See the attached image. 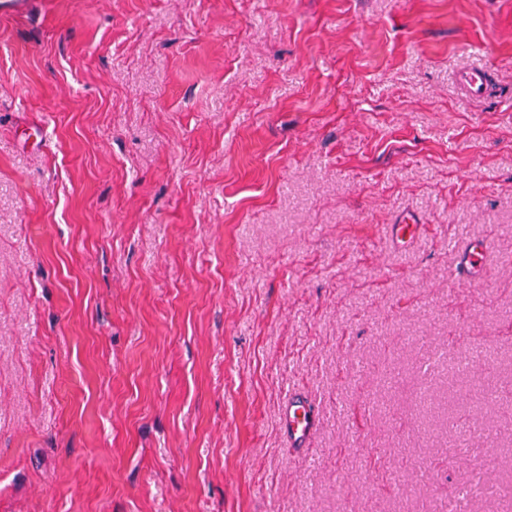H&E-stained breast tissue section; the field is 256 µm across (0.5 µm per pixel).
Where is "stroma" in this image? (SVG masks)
Listing matches in <instances>:
<instances>
[{
  "label": "stroma",
  "instance_id": "35a3bbf8",
  "mask_svg": "<svg viewBox=\"0 0 512 512\" xmlns=\"http://www.w3.org/2000/svg\"><path fill=\"white\" fill-rule=\"evenodd\" d=\"M0 512H512V0L0 15ZM457 82L465 95L472 99H484L489 95L491 79L484 68H472L459 72ZM459 263L456 276L469 285L477 283L486 274V246L482 241H467L458 247ZM281 428L300 451L308 452L317 420L308 397L302 393H291L281 412Z\"/></svg>",
  "mask_w": 512,
  "mask_h": 512
}]
</instances>
